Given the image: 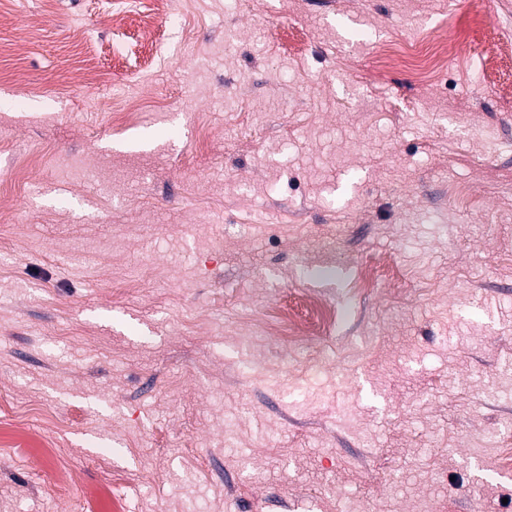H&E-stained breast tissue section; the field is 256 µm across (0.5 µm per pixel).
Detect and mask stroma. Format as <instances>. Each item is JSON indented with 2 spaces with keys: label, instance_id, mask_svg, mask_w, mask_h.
I'll list each match as a JSON object with an SVG mask.
<instances>
[{
  "label": "stroma",
  "instance_id": "1",
  "mask_svg": "<svg viewBox=\"0 0 512 512\" xmlns=\"http://www.w3.org/2000/svg\"><path fill=\"white\" fill-rule=\"evenodd\" d=\"M174 2L0 0V512H512L504 0Z\"/></svg>",
  "mask_w": 512,
  "mask_h": 512
}]
</instances>
